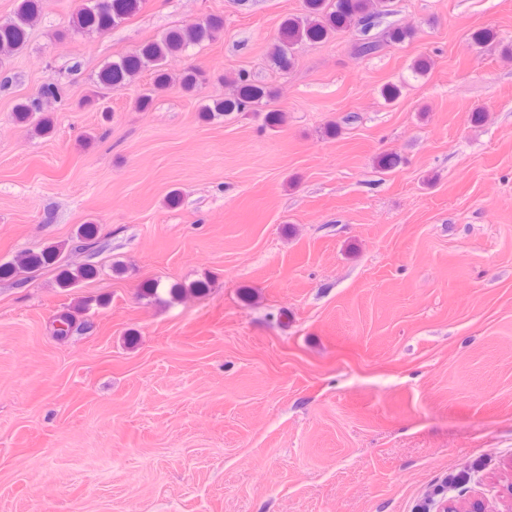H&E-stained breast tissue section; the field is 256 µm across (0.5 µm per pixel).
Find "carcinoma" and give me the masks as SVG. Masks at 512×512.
<instances>
[{"mask_svg":"<svg viewBox=\"0 0 512 512\" xmlns=\"http://www.w3.org/2000/svg\"><path fill=\"white\" fill-rule=\"evenodd\" d=\"M142 3L143 0H81L72 18L71 30L75 33L103 34L134 16ZM392 3L393 0H303L304 12L288 17L281 23L277 42L269 55L270 62L275 68L286 70L292 65L295 46L306 42H324L350 28L358 32L355 44L357 53L372 55L380 46L379 36L374 29L381 18L392 13ZM40 11L41 0H17L13 16L0 23L1 54L11 53L27 42L32 27L40 18ZM223 30L224 18L217 15H209L187 28L172 29L133 52L105 62L98 72L97 82L109 88L123 86L141 72L151 71V87L138 99V107L142 110L148 109L155 94L174 80L185 91L193 92L206 81V72L197 65H187L174 75L168 69V62L183 56L193 46L215 40ZM45 96H57L54 84H45L38 96L22 101L15 107V119L31 126L37 135H48L53 130V120L40 103V98ZM274 97L272 89L241 73L235 80L234 94L203 106L202 112L206 118L228 112H256ZM96 232L94 224L81 225L77 231V247L92 249ZM60 254L61 250L56 247L40 253H28L14 264L1 266L0 273L18 277L17 283L21 285L32 278L33 273L57 263ZM94 273L91 265L72 268L65 272L60 287L72 288Z\"/></svg>","mask_w":512,"mask_h":512,"instance_id":"carcinoma-1","label":"carcinoma"}]
</instances>
